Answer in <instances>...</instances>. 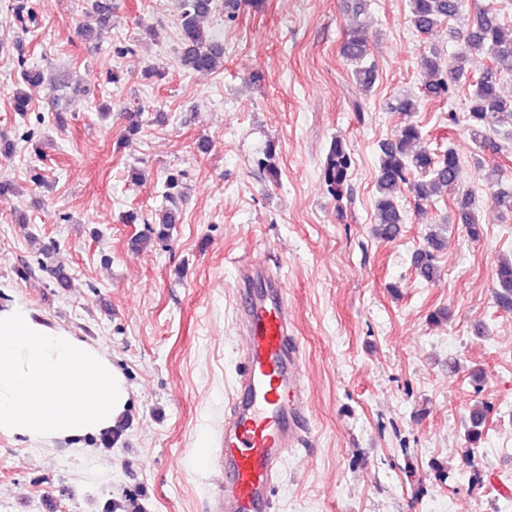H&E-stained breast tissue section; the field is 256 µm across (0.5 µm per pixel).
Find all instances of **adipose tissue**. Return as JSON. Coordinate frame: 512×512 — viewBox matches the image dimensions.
<instances>
[{"label":"adipose tissue","mask_w":512,"mask_h":512,"mask_svg":"<svg viewBox=\"0 0 512 512\" xmlns=\"http://www.w3.org/2000/svg\"><path fill=\"white\" fill-rule=\"evenodd\" d=\"M128 401L101 348L21 303L0 306V436L37 455L59 441L80 448L114 428Z\"/></svg>","instance_id":"ef3b65f1"}]
</instances>
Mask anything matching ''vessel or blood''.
<instances>
[{"label":"vessel or blood","instance_id":"vessel-or-blood-1","mask_svg":"<svg viewBox=\"0 0 512 512\" xmlns=\"http://www.w3.org/2000/svg\"><path fill=\"white\" fill-rule=\"evenodd\" d=\"M235 297L245 342L224 436L209 451L224 472L213 512H271L269 488L307 432L301 349L280 273L241 263Z\"/></svg>","mask_w":512,"mask_h":512}]
</instances>
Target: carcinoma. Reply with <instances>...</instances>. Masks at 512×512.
<instances>
[{"mask_svg": "<svg viewBox=\"0 0 512 512\" xmlns=\"http://www.w3.org/2000/svg\"><path fill=\"white\" fill-rule=\"evenodd\" d=\"M218 0H180L182 67L198 75H209L223 63L224 47L213 40L205 27L217 11ZM465 0H408L409 19L415 30L426 37L448 26V35L461 41L457 65L445 69L438 52L420 54L418 67L422 80L418 92L396 99L391 109L402 116L393 138L378 144L374 199L375 234L382 240L396 239L405 224V212L397 193L405 188L411 194L416 213L427 216V207L435 198L451 195L455 200L457 223L465 226L470 238L482 234L481 219L476 213L475 197L462 186V163L457 150L448 147L440 152L424 145L421 127L413 120L425 101L449 100L460 86L469 83L467 109L463 113L464 129L479 151L498 150L492 135L505 122L512 121V97L503 93L500 81L512 75V25L503 21L497 9L486 4L475 13H465ZM13 24L27 27L36 21L38 12L32 0H12ZM342 56L352 66V77L361 90L374 85L376 66L370 60L371 50L360 26L350 28L341 45ZM17 81L36 87L58 75L30 67L23 50H18ZM353 156L346 142L334 139L320 166V179L327 193L336 200L338 211L345 210L343 201H351L349 180ZM182 174H170L165 180V197L169 205L154 220L151 233L159 239L169 236L179 222V186ZM490 194L491 207L500 215H512V188L498 186ZM448 245L439 233L427 235L424 245L413 256V266L425 281L438 274L437 254ZM495 298L500 307L512 310V260L500 262L496 270ZM489 413L486 405L473 407L465 430L466 456L481 447L483 429Z\"/></svg>", "mask_w": 512, "mask_h": 512, "instance_id": "cac0c4a2", "label": "carcinoma"}]
</instances>
